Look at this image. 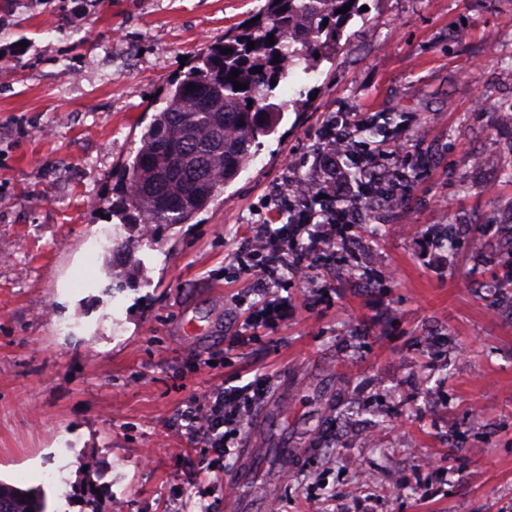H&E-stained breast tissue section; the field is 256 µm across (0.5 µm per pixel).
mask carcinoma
Instances as JSON below:
<instances>
[{
  "label": "carcinoma",
  "instance_id": "cac0c4a2",
  "mask_svg": "<svg viewBox=\"0 0 512 512\" xmlns=\"http://www.w3.org/2000/svg\"><path fill=\"white\" fill-rule=\"evenodd\" d=\"M350 0H266L260 20L224 35L171 84L163 106L143 129L140 146L120 175L123 223L155 228L190 224L255 156L259 138L273 131L280 106L269 102L290 69L318 65L315 55L336 50ZM328 25H323V22ZM274 41H268V35ZM256 46L248 49V43ZM230 53L225 54L223 50ZM279 62H274V57ZM262 72H256V68ZM239 71L230 80L231 71ZM247 85L234 89V82ZM152 240L122 235L107 255L127 260ZM33 498H28V494ZM44 512L42 494L0 480V512Z\"/></svg>",
  "mask_w": 512,
  "mask_h": 512
}]
</instances>
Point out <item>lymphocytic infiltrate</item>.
<instances>
[{
  "label": "lymphocytic infiltrate",
  "mask_w": 512,
  "mask_h": 512,
  "mask_svg": "<svg viewBox=\"0 0 512 512\" xmlns=\"http://www.w3.org/2000/svg\"><path fill=\"white\" fill-rule=\"evenodd\" d=\"M357 123L333 129L319 152L324 157L317 167L318 178L304 186L307 200L316 207L294 214L287 203H279L273 217H262L256 225L259 245L242 247L236 260L244 273L251 275L258 289L265 290L315 265L318 259L336 248V226L349 222L354 211L361 209L363 198L355 187L365 180L364 172L350 163L360 131ZM282 219V227H274L273 219ZM264 383L240 388H219L195 402L183 419L191 437L203 438L215 453H224L225 429L240 430L243 420L261 395Z\"/></svg>",
  "instance_id": "lymphocytic-infiltrate-1"
}]
</instances>
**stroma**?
Wrapping results in <instances>:
<instances>
[{"label":"stroma","instance_id":"obj_1","mask_svg":"<svg viewBox=\"0 0 512 512\" xmlns=\"http://www.w3.org/2000/svg\"><path fill=\"white\" fill-rule=\"evenodd\" d=\"M265 0H0V480L46 512H512V0H359L335 54L291 70L283 118L195 223L160 229L117 289L91 248L185 60ZM357 155L419 158L355 249L260 297L234 254L309 176L330 121ZM267 380L229 456L180 413ZM289 448L288 457L279 449ZM57 471L56 482L44 473ZM253 465V455L250 448H241L240 460L237 465L226 469L224 472V486L230 491L237 492L242 488L251 485V471Z\"/></svg>","mask_w":512,"mask_h":512}]
</instances>
